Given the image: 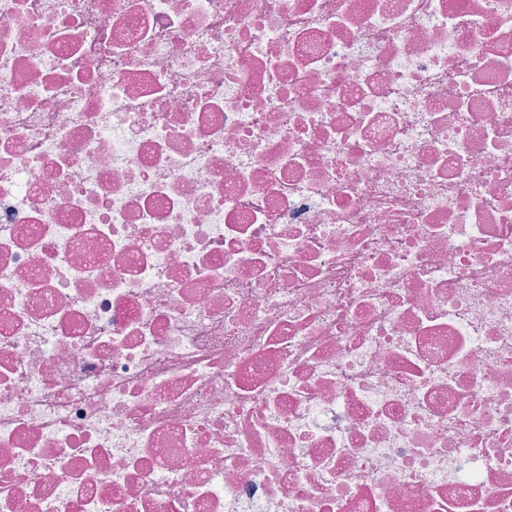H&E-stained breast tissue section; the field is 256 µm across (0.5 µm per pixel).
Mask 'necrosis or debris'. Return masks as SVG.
Returning <instances> with one entry per match:
<instances>
[{
    "mask_svg": "<svg viewBox=\"0 0 512 512\" xmlns=\"http://www.w3.org/2000/svg\"><path fill=\"white\" fill-rule=\"evenodd\" d=\"M0 512H512V0H0Z\"/></svg>",
    "mask_w": 512,
    "mask_h": 512,
    "instance_id": "1",
    "label": "necrosis or debris"
}]
</instances>
